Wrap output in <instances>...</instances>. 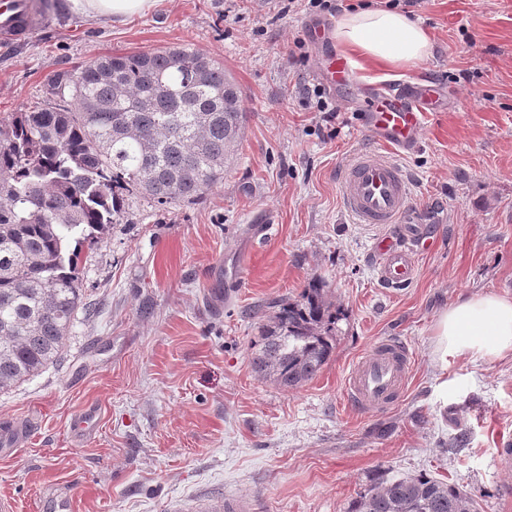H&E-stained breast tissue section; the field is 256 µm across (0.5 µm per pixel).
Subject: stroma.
<instances>
[{
	"instance_id": "35a3bbf8",
	"label": "stroma",
	"mask_w": 512,
	"mask_h": 512,
	"mask_svg": "<svg viewBox=\"0 0 512 512\" xmlns=\"http://www.w3.org/2000/svg\"><path fill=\"white\" fill-rule=\"evenodd\" d=\"M57 17L0 49V116L43 101L53 72L97 56L192 44L239 85L246 128L235 169L201 200L161 207L132 197L123 223L84 245L77 318L64 358L0 392V425L29 438L0 451V496L15 512H178L225 497L250 512H344L378 476L430 474L512 512V471L494 465L512 437V354L434 355L439 316L461 298L512 299V0H424L413 18L430 56L415 67L355 69L318 87L324 52L310 25L402 0H155L112 24L59 0ZM413 78L445 92L416 149L393 159L433 241L418 278L381 287L368 258L379 227L355 224L339 173L371 146L363 100L376 81ZM334 119H327L328 110ZM273 215L271 237L252 224ZM326 281L342 310L334 353L291 390L255 374L249 347L276 301ZM395 337L414 360L398 406L365 415L344 398L358 356ZM95 426L75 428L85 408Z\"/></svg>"
}]
</instances>
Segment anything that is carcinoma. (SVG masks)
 <instances>
[{
  "label": "carcinoma",
  "instance_id": "obj_1",
  "mask_svg": "<svg viewBox=\"0 0 512 512\" xmlns=\"http://www.w3.org/2000/svg\"><path fill=\"white\" fill-rule=\"evenodd\" d=\"M246 112L224 64L189 44L98 57L49 78L46 100L0 118V392L63 356L78 313L79 245L129 198L195 201L232 169ZM342 313L325 282L280 301L251 344L252 370L297 389L330 360ZM427 474L381 478L345 512H479Z\"/></svg>",
  "mask_w": 512,
  "mask_h": 512
}]
</instances>
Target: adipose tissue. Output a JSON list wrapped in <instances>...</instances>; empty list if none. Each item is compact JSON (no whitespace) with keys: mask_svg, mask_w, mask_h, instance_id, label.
<instances>
[{"mask_svg":"<svg viewBox=\"0 0 512 512\" xmlns=\"http://www.w3.org/2000/svg\"><path fill=\"white\" fill-rule=\"evenodd\" d=\"M75 11L118 21L144 13L153 0H70ZM333 37L345 51L361 60L395 66H415L430 54L427 32L403 13L365 9L344 15ZM471 354L494 361L512 353V300L476 295L445 311L436 324L435 355Z\"/></svg>","mask_w":512,"mask_h":512,"instance_id":"obj_1","label":"adipose tissue"}]
</instances>
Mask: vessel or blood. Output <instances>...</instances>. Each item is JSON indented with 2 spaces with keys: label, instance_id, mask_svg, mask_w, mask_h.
Here are the masks:
<instances>
[{
  "label": "vessel or blood",
  "instance_id": "1",
  "mask_svg": "<svg viewBox=\"0 0 512 512\" xmlns=\"http://www.w3.org/2000/svg\"><path fill=\"white\" fill-rule=\"evenodd\" d=\"M55 16L53 0H0V44L15 45ZM352 77L348 59L326 52L312 80L342 86ZM428 89L406 82L368 98L364 122L375 145L357 152L340 175L343 206L357 224L384 227L372 253L379 282L387 288L408 286L416 273L418 247L424 231L410 217V183L389 152L413 150L427 118ZM413 358L399 341L384 338L362 354L345 382V398L364 414L386 411L405 395Z\"/></svg>",
  "mask_w": 512,
  "mask_h": 512
}]
</instances>
